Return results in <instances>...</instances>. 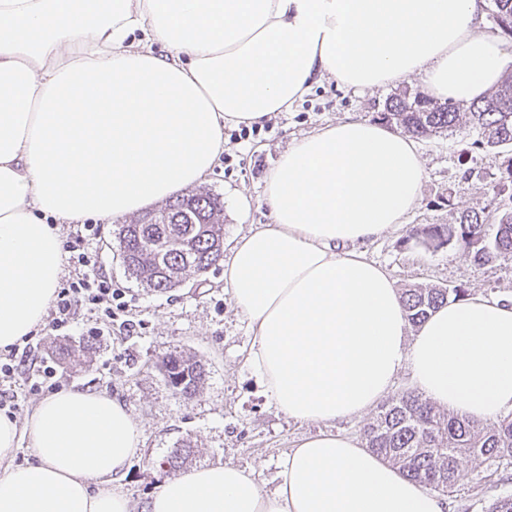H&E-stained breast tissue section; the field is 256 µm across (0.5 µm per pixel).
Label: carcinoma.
<instances>
[{"label":"carcinoma","mask_w":512,"mask_h":512,"mask_svg":"<svg viewBox=\"0 0 512 512\" xmlns=\"http://www.w3.org/2000/svg\"><path fill=\"white\" fill-rule=\"evenodd\" d=\"M497 30L512 38V0H491ZM382 119L417 138L466 127L477 133L476 144L488 148L512 145V71L502 75L487 97L465 110L447 100L404 91L386 99ZM502 208L497 224H486L484 211L473 208L455 224H427L411 230L428 248L451 246L478 266L512 255V186L497 185ZM157 213L164 224L146 223L149 214L119 229L127 270L156 292L179 287L170 279L201 273L224 257V202L207 191L187 190L166 201ZM467 296L463 288H405L401 298L413 325L449 300ZM158 369L174 395L190 399L204 377L203 366L181 353L169 352ZM366 448L421 487L442 494L468 478L463 460L473 459L505 471L512 468V414L483 426L474 418L445 411L416 392L386 400L363 430Z\"/></svg>","instance_id":"cac0c4a2"}]
</instances>
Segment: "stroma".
<instances>
[{
  "mask_svg": "<svg viewBox=\"0 0 512 512\" xmlns=\"http://www.w3.org/2000/svg\"><path fill=\"white\" fill-rule=\"evenodd\" d=\"M389 90L354 92L334 79L315 83L290 111L272 114L258 135H235L225 126L226 160L203 188L224 201V240L270 221L262 200L265 178L280 154L298 139L326 123L347 117L378 120ZM468 128L418 139L425 162L422 199L406 224L397 226L366 247V256L391 276L395 288L459 286L490 299H512V257L476 266L452 247L426 249L410 238L411 227L452 224L471 208H484L496 223L499 199L492 186L502 176L512 147L479 148ZM119 222L101 224L94 249L125 293L126 308L111 326H98L94 315L81 311L67 336H54L49 326L36 329L41 354L61 359L60 387L103 393L122 402L141 434L143 447L123 469L115 490L130 499L134 512L144 509L164 481L211 464H230L255 477L265 492L278 484L279 464L299 441L318 432L361 437L368 416L336 422H299L280 412L267 396L250 365L253 337L247 320L235 308L216 265L191 275L166 293L141 286L130 276L120 254ZM177 350L201 362L205 377L191 399L172 394L157 363ZM191 453L171 468L166 458L178 444ZM468 478L447 496V512H488L500 496L512 494V476L477 461L464 460Z\"/></svg>",
  "mask_w": 512,
  "mask_h": 512,
  "instance_id": "35a3bbf8",
  "label": "stroma"
}]
</instances>
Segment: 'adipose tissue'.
Instances as JSON below:
<instances>
[{
    "mask_svg": "<svg viewBox=\"0 0 512 512\" xmlns=\"http://www.w3.org/2000/svg\"><path fill=\"white\" fill-rule=\"evenodd\" d=\"M482 0H0V348L43 324L64 271L60 227L120 219L201 183L225 125L284 112L327 76L359 91L420 75L470 102L499 82ZM163 44L156 53L155 44ZM418 146L345 118L294 141L265 181L272 221L224 264L251 360L288 418L361 415L408 372L460 416L512 412V301L448 302L411 327L361 250L418 206ZM27 446L32 460L14 456ZM141 434L124 404L58 390L0 414V512H132L112 490ZM351 436L318 433L266 493L232 465L166 480L145 512H445Z\"/></svg>",
    "mask_w": 512,
    "mask_h": 512,
    "instance_id": "adipose-tissue-1",
    "label": "adipose tissue"
}]
</instances>
